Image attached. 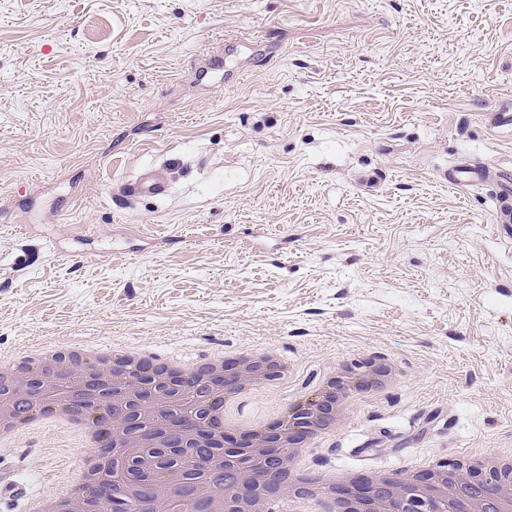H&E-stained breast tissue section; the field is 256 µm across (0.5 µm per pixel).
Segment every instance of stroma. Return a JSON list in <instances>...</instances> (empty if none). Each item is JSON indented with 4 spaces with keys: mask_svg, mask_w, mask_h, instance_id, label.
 <instances>
[{
    "mask_svg": "<svg viewBox=\"0 0 512 512\" xmlns=\"http://www.w3.org/2000/svg\"><path fill=\"white\" fill-rule=\"evenodd\" d=\"M511 103L512 0H0V353L275 343L295 375L251 399L268 422L380 353L396 388L320 465L512 448V242L492 186L440 180L512 170ZM147 165L170 196L115 208ZM83 454L21 435L0 512ZM488 179V172L479 165L466 159H460L455 166L445 172V180L449 185L467 189L479 187Z\"/></svg>",
    "mask_w": 512,
    "mask_h": 512,
    "instance_id": "35a3bbf8",
    "label": "stroma"
}]
</instances>
